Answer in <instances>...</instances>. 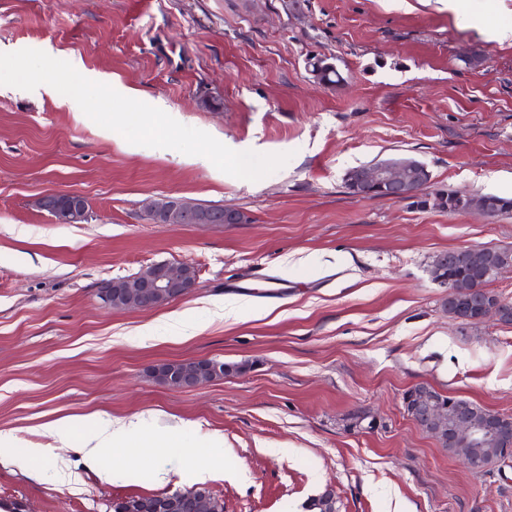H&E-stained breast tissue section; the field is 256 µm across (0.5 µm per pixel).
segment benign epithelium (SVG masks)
<instances>
[{
	"mask_svg": "<svg viewBox=\"0 0 512 512\" xmlns=\"http://www.w3.org/2000/svg\"><path fill=\"white\" fill-rule=\"evenodd\" d=\"M350 182L357 191V196L369 198L375 194L394 201L418 202L422 200L426 188L431 184V174L427 167L411 160H397L374 163L358 168L350 173ZM42 209L51 214L61 224H82L90 218L88 199L77 193H57L42 197L39 201ZM147 212L154 216L155 223L162 226L175 224H213L212 214L203 211L199 204L184 198L161 197L150 201ZM491 251L488 246L461 248L448 251L435 257L439 271L447 266L458 264V256L469 255L470 269L482 274L479 279L470 278L466 283L456 282L444 276L436 284L445 289L447 294H463L474 301L482 302L486 297L485 280L512 271L508 259L497 266L486 261ZM196 271L193 266L184 264L170 265L164 262L154 263L132 278H112L101 281L96 286L95 295L104 308L112 307L113 296L124 291L131 297L127 308L148 311L181 299L196 287ZM500 306L484 305L478 317L457 318L477 325L493 318L500 320ZM238 373L236 369H227L224 364L211 359L208 372L202 373L192 368H174L170 371V385L185 388H197L207 383L230 377ZM446 395L424 385L420 389L411 388L403 394L404 410L408 416L427 434L439 443L461 442L478 450L496 445L498 456L485 461L480 455L459 457L470 470L484 471L493 465L512 462V430L498 426L505 415L490 408L478 411L471 403H459L456 414H445ZM200 488L179 489L175 496L180 499L184 512H196Z\"/></svg>",
	"mask_w": 512,
	"mask_h": 512,
	"instance_id": "obj_1",
	"label": "benign epithelium"
}]
</instances>
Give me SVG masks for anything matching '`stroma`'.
<instances>
[{
	"instance_id": "1",
	"label": "stroma",
	"mask_w": 512,
	"mask_h": 512,
	"mask_svg": "<svg viewBox=\"0 0 512 512\" xmlns=\"http://www.w3.org/2000/svg\"><path fill=\"white\" fill-rule=\"evenodd\" d=\"M509 28L512 0H0V432L51 446L48 425L97 412L224 439L204 479L133 446L105 481L76 431L41 480L1 461L0 502L105 512L200 485L224 512H308L328 488L339 512H512V467H463L402 402L427 383L512 415V325L453 321L430 276L442 251L512 248V215L345 187L405 155L432 190L512 197V41L490 36ZM29 73L53 94L22 90ZM66 192L88 223L37 205ZM163 196L245 220L161 227L145 206ZM159 261L194 266V292L97 303L98 281ZM200 358L249 369L194 389L150 371Z\"/></svg>"
}]
</instances>
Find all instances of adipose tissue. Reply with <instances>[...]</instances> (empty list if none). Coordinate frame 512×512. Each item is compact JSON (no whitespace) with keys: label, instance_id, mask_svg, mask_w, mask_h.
<instances>
[{"label":"adipose tissue","instance_id":"1","mask_svg":"<svg viewBox=\"0 0 512 512\" xmlns=\"http://www.w3.org/2000/svg\"><path fill=\"white\" fill-rule=\"evenodd\" d=\"M72 425L88 433L81 454L91 470H98L107 452L117 453L131 444L144 441L155 450L152 463L158 470L163 471L167 467L176 466L199 479L204 478L206 474L205 468L200 464L197 450L183 448L160 438H146L142 419L115 421L102 415H89L76 417Z\"/></svg>","mask_w":512,"mask_h":512}]
</instances>
